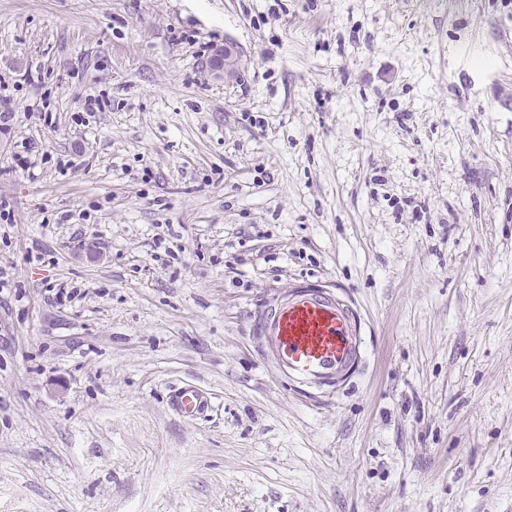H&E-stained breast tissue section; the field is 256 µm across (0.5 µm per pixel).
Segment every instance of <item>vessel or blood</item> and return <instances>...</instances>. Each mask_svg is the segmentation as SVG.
<instances>
[{
	"label": "vessel or blood",
	"mask_w": 512,
	"mask_h": 512,
	"mask_svg": "<svg viewBox=\"0 0 512 512\" xmlns=\"http://www.w3.org/2000/svg\"><path fill=\"white\" fill-rule=\"evenodd\" d=\"M254 334L276 378L301 390L338 387L350 381L363 362L357 308L323 288L296 287L264 306L254 318ZM167 406L184 419L213 409L209 393L191 382L172 388Z\"/></svg>",
	"instance_id": "1"
}]
</instances>
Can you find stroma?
I'll use <instances>...</instances> for the list:
<instances>
[{"label": "stroma", "mask_w": 512, "mask_h": 512, "mask_svg": "<svg viewBox=\"0 0 512 512\" xmlns=\"http://www.w3.org/2000/svg\"><path fill=\"white\" fill-rule=\"evenodd\" d=\"M0 79V512H512V0H0ZM299 279L345 390L254 346ZM254 334L276 378L301 390L350 382L363 362L357 308L324 288L296 287L265 305ZM167 406L170 412L184 419L207 416L214 407L209 393L191 382L172 388L168 394Z\"/></svg>", "instance_id": "stroma-1"}]
</instances>
